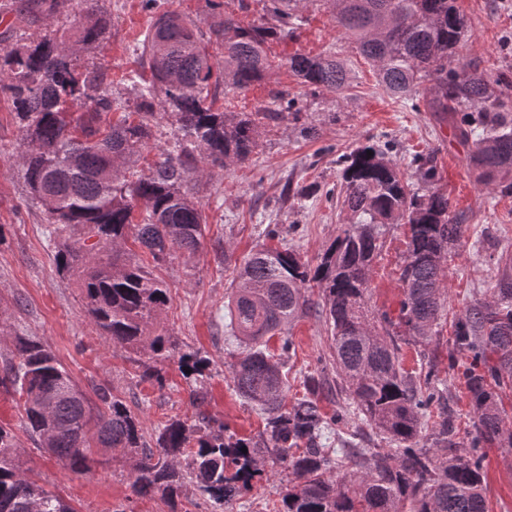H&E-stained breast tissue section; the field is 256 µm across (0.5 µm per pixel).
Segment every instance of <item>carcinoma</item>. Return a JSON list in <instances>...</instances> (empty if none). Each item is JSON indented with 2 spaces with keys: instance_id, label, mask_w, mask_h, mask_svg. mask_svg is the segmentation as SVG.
Segmentation results:
<instances>
[{
  "instance_id": "obj_1",
  "label": "carcinoma",
  "mask_w": 512,
  "mask_h": 512,
  "mask_svg": "<svg viewBox=\"0 0 512 512\" xmlns=\"http://www.w3.org/2000/svg\"><path fill=\"white\" fill-rule=\"evenodd\" d=\"M68 0H28L39 17L54 16ZM216 21L209 37L161 0H142L157 14L141 46L142 71L128 82L138 120L102 127L101 114L117 109L107 74L79 67L75 53L96 43L106 27L98 0H77L84 23L39 39L0 48V96L7 98L26 150L22 163L30 193L43 206L54 233L59 273L78 279L100 335L123 349L143 351L140 377L162 388L163 366L177 360L195 407L192 420L173 417L147 441L141 422L102 384L79 387L37 337L12 336L0 383L23 401L24 429L74 473L90 470L93 449L120 450L130 465L133 495L174 499L184 480L215 507L248 492L265 473L261 449L289 471L279 512H488L482 449L512 448V418L500 391L512 386V255L490 288L453 321L454 346L470 363L463 377L470 393L473 432L455 441L448 414L428 425L441 405L435 363L426 371L401 367L400 342L426 340L447 298L444 263L466 227L450 210L448 194L435 187L433 155L414 157L420 185L409 182L380 141L358 144L338 160L342 206L352 216L312 266L286 247H262L243 257L228 304L230 330L246 353L230 365L238 394L264 415L258 443L208 415L202 391L207 358L181 351L157 320L169 307L167 284L154 270L176 254L201 245L206 218L192 176L207 167L243 163L263 130L301 107L288 90L270 91L255 112L215 107L219 95L243 92L274 74L268 45L293 36L309 0H267L270 21L244 26L236 11L249 0H207ZM336 26L352 36L376 68L378 81L406 100L422 81L432 82L426 106L438 112L468 147L463 161L479 182L512 195V77L491 79L460 58L468 21L455 0H331ZM224 47L215 60L207 41ZM288 70L311 91L338 92L350 71L335 54L296 53ZM175 121L173 143L160 150L146 174H137L139 149L153 137L155 104ZM407 226L400 280L404 298L397 316L368 307L373 262L383 229ZM135 248L128 247V244ZM318 289L319 301L308 292ZM318 308L330 335L328 360L346 383L351 409L321 412L324 379L304 376L305 395L287 404L284 368L292 340L288 325ZM281 335L280 353L266 352L265 337ZM382 435L369 445L358 432L344 437L348 421ZM247 452H242V448ZM369 467L357 481L350 470ZM77 512L58 494L28 478L17 435L0 425V512Z\"/></svg>"
}]
</instances>
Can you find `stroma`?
<instances>
[{"mask_svg":"<svg viewBox=\"0 0 512 512\" xmlns=\"http://www.w3.org/2000/svg\"><path fill=\"white\" fill-rule=\"evenodd\" d=\"M456 6L469 25L461 49L464 60L479 63L492 77L511 73L512 7L505 6L504 0H456ZM99 7L107 29L98 42L80 53L78 62L102 66L113 95L131 108L135 97L127 78L137 67L132 48L154 17L143 10L141 0H100ZM303 15L305 23L293 39L272 44L273 55L283 60L296 52L312 56L334 52L350 69L351 85L341 94H315L283 67L269 81L228 95V110L252 112L267 104L270 89L284 87L298 100L302 112L299 121L268 127L248 163L211 169L200 181L197 198L207 221L203 244L194 255L177 256L159 269L171 296L160 327L183 350L208 358L209 414L224 420L238 435L258 437L263 417L237 395L229 369L241 354L226 329L225 305L233 291L235 265L264 243L263 230L270 224L279 227L286 246L302 260L317 263L341 226L351 219L341 205L326 199L325 193L339 182L338 157L358 143L370 139L390 142L400 159L435 151L439 186L448 193L451 211L464 216L466 232L445 262L447 322L428 341L403 345V366L416 371L424 355L434 356L438 378L448 384V412L456 426V439L468 441L472 413L462 376L468 360L461 355L456 367L448 365L452 350L449 321L489 295L499 257L512 252V195L494 198L481 189L475 173L462 161L463 148L454 129L440 122L425 105L414 110L402 108L379 84L355 41L337 29L323 0H309ZM82 22L83 16L73 4L51 19H35L14 10L0 13V34L35 38ZM305 126L314 127L315 136H303ZM21 151L11 104L0 97V311L13 331L40 338L80 385L95 382L112 388L140 416L146 437H153L169 417H193L195 409L177 363L165 364V387L142 380V354L115 347L100 336L89 320L77 279L58 274L57 246L49 239L43 208L29 199ZM287 185L314 192L315 201L300 206L283 200ZM405 241V227L385 229L369 291L368 304L374 311L398 313ZM288 336L295 347L288 362L289 399L302 397L300 378L304 373L320 370L332 387L321 402L323 411L331 414L348 407V394L334 388L336 370L327 360L329 340L323 319L308 313L292 324ZM22 420V400L0 387V424L16 430L24 470L39 485L70 501L77 512H213L210 502L190 483L173 504L158 495L135 497L128 463L110 448L95 453L90 471L71 472L38 448L23 431ZM265 470L263 480L226 505L224 512H277L286 472L273 462L267 463ZM484 470L489 512H512V449L485 448Z\"/></svg>","mask_w":512,"mask_h":512,"instance_id":"1","label":"stroma"}]
</instances>
